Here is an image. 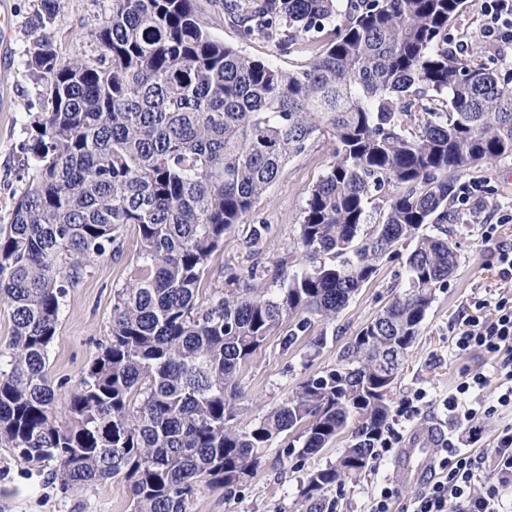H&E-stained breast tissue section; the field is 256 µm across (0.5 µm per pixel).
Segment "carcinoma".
<instances>
[{
	"label": "carcinoma",
	"instance_id": "1",
	"mask_svg": "<svg viewBox=\"0 0 512 512\" xmlns=\"http://www.w3.org/2000/svg\"><path fill=\"white\" fill-rule=\"evenodd\" d=\"M466 0H263L246 38L330 29L323 51L285 70L212 38L194 0H112L96 32L110 65L61 62L42 35L27 67L49 108L22 145L32 182L0 225V445L51 464L62 489L130 482L134 512H187L201 486L234 495L262 454L300 429L304 459L350 431L334 465L305 473L309 512L362 473L437 290L458 267L450 204L470 167L512 158V68L462 55L448 26ZM334 161L302 208L311 264L267 295L226 269L199 303L208 263L256 199L317 135ZM381 218L369 223L373 194ZM138 228L136 273L114 292L108 340L75 388L53 386L47 356L70 290ZM408 281L341 350L252 425L237 374L285 318L332 320L400 241ZM341 258L327 263L321 257Z\"/></svg>",
	"mask_w": 512,
	"mask_h": 512
}]
</instances>
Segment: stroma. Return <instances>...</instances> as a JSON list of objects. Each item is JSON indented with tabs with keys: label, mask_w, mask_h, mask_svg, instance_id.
Returning a JSON list of instances; mask_svg holds the SVG:
<instances>
[{
	"label": "stroma",
	"mask_w": 512,
	"mask_h": 512,
	"mask_svg": "<svg viewBox=\"0 0 512 512\" xmlns=\"http://www.w3.org/2000/svg\"><path fill=\"white\" fill-rule=\"evenodd\" d=\"M10 19L5 42L0 43V224L7 223L15 201L27 187L33 171L27 166L21 147L31 130L33 117L47 107L42 82L26 65L30 50L43 31L39 23L41 0H8ZM112 12V0H63L49 30L62 61L82 59L100 63L103 51L95 33ZM199 23L217 40L241 49L250 57L294 69L314 59L323 49L325 35L304 37L290 51H282L276 40L242 37L224 8V0H196ZM481 0H467L464 10L448 28L457 42L469 45L470 52L493 54L483 31ZM334 153V142L316 136L307 149L292 158L277 181L257 200L244 222L227 238L223 249L209 262L206 288H223L224 269L254 273L259 291L273 294L283 281L303 263L296 245V226L302 207L317 181L327 172ZM479 181L480 192L469 204L456 205L461 221L454 227L452 240L459 265L445 288L437 290L420 335L409 350L405 367L391 393L393 407H401L417 390H425L429 404L419 406L404 421L406 429L419 425L442 424L444 417L433 405V398L447 397L457 384L477 372H488L493 355L453 350L451 335L461 318L471 311L473 299L495 298L503 282L499 276L498 250L512 247V222L499 226L495 239L483 242L482 224L499 217L501 204L512 201V159L470 169L458 179V186ZM266 225L260 242L251 239L253 227ZM122 254L95 260L86 275L66 298L61 310L56 338L49 348L48 376L52 383H76L83 368L105 343L112 323V299L135 273L137 229L127 225L123 232ZM413 244L402 241L395 252L386 255L377 271L337 315L326 322L311 319L305 333L290 346H283L281 335L269 336L252 358L241 367L237 383L245 395L247 409L241 416L253 424L266 410L276 406L310 374L335 365L339 352L387 305L396 292L405 288V261ZM321 347H313L316 337ZM491 410L478 426L464 425L457 432L471 454L489 456L497 435L512 427V405H497L495 383L481 392ZM292 435L274 440L267 449L259 476L233 496L209 488L193 495L188 512H306L299 494L304 470L335 463L347 436H339L318 455L309 457L303 469H296L295 457L284 450ZM395 490L394 512H405L419 494L417 486L402 482L391 462L366 469L356 479L327 491L336 512H369L381 487ZM129 482L117 479L105 484L62 490L51 467L19 458L0 446V512H131Z\"/></svg>",
	"instance_id": "1"
}]
</instances>
